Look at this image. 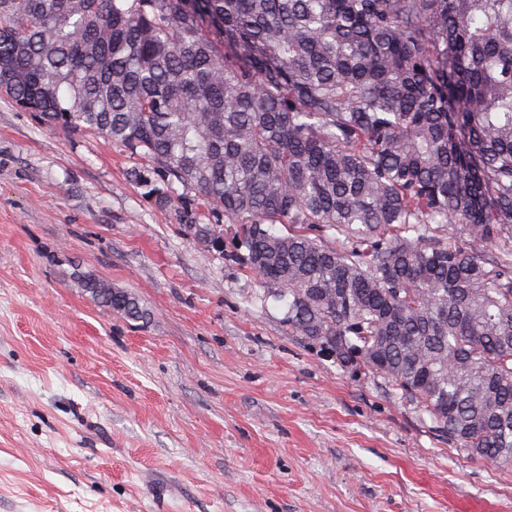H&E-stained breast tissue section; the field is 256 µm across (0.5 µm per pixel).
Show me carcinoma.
<instances>
[{"label": "carcinoma", "instance_id": "obj_1", "mask_svg": "<svg viewBox=\"0 0 512 512\" xmlns=\"http://www.w3.org/2000/svg\"><path fill=\"white\" fill-rule=\"evenodd\" d=\"M0 96L198 193L291 334L512 463V0H0Z\"/></svg>", "mask_w": 512, "mask_h": 512}]
</instances>
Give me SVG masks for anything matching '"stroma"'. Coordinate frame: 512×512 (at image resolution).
Segmentation results:
<instances>
[{
	"label": "stroma",
	"instance_id": "1",
	"mask_svg": "<svg viewBox=\"0 0 512 512\" xmlns=\"http://www.w3.org/2000/svg\"><path fill=\"white\" fill-rule=\"evenodd\" d=\"M142 164L0 99V512H512V465L290 334ZM84 288L98 303L111 309L127 321H144L149 315L140 300L131 292L114 288L104 280L88 278Z\"/></svg>",
	"mask_w": 512,
	"mask_h": 512
}]
</instances>
